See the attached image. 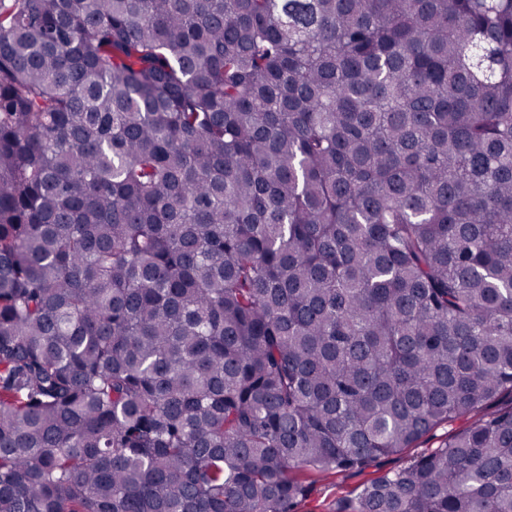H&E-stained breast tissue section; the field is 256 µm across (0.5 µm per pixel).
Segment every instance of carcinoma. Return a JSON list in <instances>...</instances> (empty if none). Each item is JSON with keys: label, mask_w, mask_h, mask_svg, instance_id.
<instances>
[{"label": "carcinoma", "mask_w": 512, "mask_h": 512, "mask_svg": "<svg viewBox=\"0 0 512 512\" xmlns=\"http://www.w3.org/2000/svg\"><path fill=\"white\" fill-rule=\"evenodd\" d=\"M512 0H0V512H512ZM448 432V427L439 428L421 438L413 448L398 455L383 456L362 471L321 474L303 471L301 479L309 486L308 497L297 506V512H348L363 485L389 471L408 465L431 448Z\"/></svg>", "instance_id": "obj_1"}]
</instances>
